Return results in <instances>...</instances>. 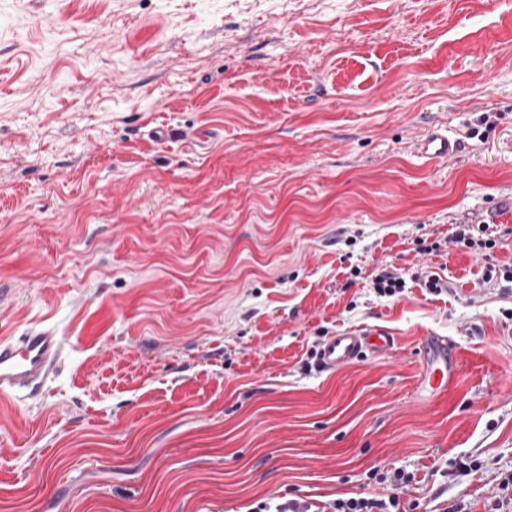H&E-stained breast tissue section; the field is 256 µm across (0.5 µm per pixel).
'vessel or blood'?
Instances as JSON below:
<instances>
[{
  "instance_id": "b4317fda",
  "label": "vessel or blood",
  "mask_w": 512,
  "mask_h": 512,
  "mask_svg": "<svg viewBox=\"0 0 512 512\" xmlns=\"http://www.w3.org/2000/svg\"><path fill=\"white\" fill-rule=\"evenodd\" d=\"M458 148V142L447 135L434 133L420 144L419 152L423 158L434 159L453 156ZM61 347V338L50 330H31L16 344L1 341L0 392L37 390L53 372ZM393 347L394 338L384 328L350 329L328 337L319 350V361L324 369L333 370L369 354L390 353ZM458 367L456 355L449 353L442 339L426 337L416 398L426 402L446 392L458 374Z\"/></svg>"
}]
</instances>
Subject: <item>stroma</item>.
I'll list each match as a JSON object with an SVG mask.
<instances>
[{
  "label": "stroma",
  "mask_w": 512,
  "mask_h": 512,
  "mask_svg": "<svg viewBox=\"0 0 512 512\" xmlns=\"http://www.w3.org/2000/svg\"><path fill=\"white\" fill-rule=\"evenodd\" d=\"M481 221L487 257L451 241ZM511 262L512 0H0V338L65 345L0 394V512L325 508L395 467L492 512ZM364 326L393 352L318 366ZM431 334L461 375L421 405ZM458 148V142L450 140L448 134L432 133L419 145V152L423 158L434 159L453 156ZM375 289L381 296H393L406 288V281L397 273L382 272L374 281ZM275 498L260 500L251 512H315L317 506L303 499H287L283 502H275ZM316 508V510H313Z\"/></svg>",
  "instance_id": "obj_1"
}]
</instances>
